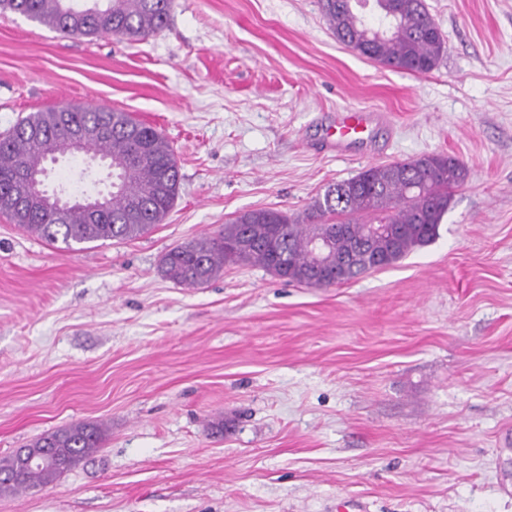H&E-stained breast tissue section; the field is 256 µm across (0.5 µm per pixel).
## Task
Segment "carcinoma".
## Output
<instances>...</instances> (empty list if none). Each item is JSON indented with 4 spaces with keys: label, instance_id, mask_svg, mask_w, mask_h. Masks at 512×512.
<instances>
[{
    "label": "carcinoma",
    "instance_id": "obj_1",
    "mask_svg": "<svg viewBox=\"0 0 512 512\" xmlns=\"http://www.w3.org/2000/svg\"><path fill=\"white\" fill-rule=\"evenodd\" d=\"M73 0H0L10 10L64 36L108 35L136 40L163 30L173 0H95L90 11ZM387 33L371 38L362 0H321L324 18L344 44L370 43L368 58L408 73L426 74L446 51L444 37L426 10L424 0H369ZM106 121L112 136L87 142L79 151L122 165V187L104 196L97 221L76 208L53 211L22 208L17 203L48 192L45 183L6 191L14 171L24 167L46 171L47 157L69 151L64 140L52 138L65 122ZM468 167L458 158L426 154L409 161L374 165L328 186L296 217L267 209L247 211L213 234H204L170 248L161 258L163 275L187 287L202 286L218 277L226 265L260 267L289 283L321 287L342 284L367 272L393 265L439 236L452 190L464 184ZM180 173L173 149L156 128L126 112L105 107H67L32 112L0 134V215L51 244L71 249L75 244L128 241L147 234L163 221L179 191ZM384 224L388 233L367 238V225ZM317 238L333 239L331 250L318 261L311 249ZM105 430L98 424L75 422L41 435L28 450H48L73 467L102 447ZM0 494H15L53 484L59 479L51 466L23 467L19 452L0 459Z\"/></svg>",
    "mask_w": 512,
    "mask_h": 512
}]
</instances>
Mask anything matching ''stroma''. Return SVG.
Segmentation results:
<instances>
[{"mask_svg": "<svg viewBox=\"0 0 512 512\" xmlns=\"http://www.w3.org/2000/svg\"><path fill=\"white\" fill-rule=\"evenodd\" d=\"M447 50L426 74L350 51L318 0H174L139 41L64 37L0 11V134L107 106L157 128L181 176L161 224L64 250L0 215V458L100 424L102 448L0 512H512V0H424ZM345 108L371 145L325 149ZM430 153L463 160L436 241L307 288L250 265L188 288L175 244L254 209ZM100 160L48 164L58 190ZM224 433H213L215 422Z\"/></svg>", "mask_w": 512, "mask_h": 512, "instance_id": "stroma-1", "label": "stroma"}]
</instances>
